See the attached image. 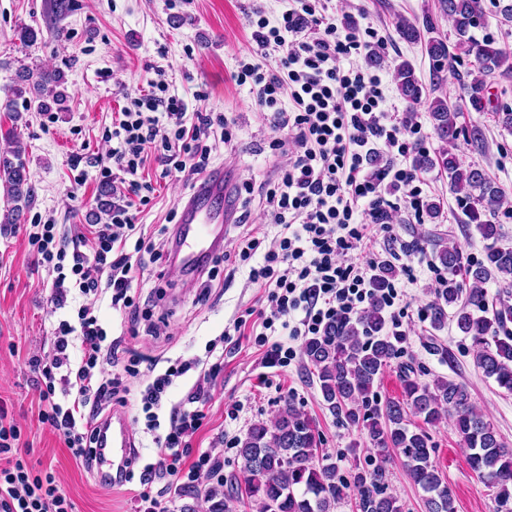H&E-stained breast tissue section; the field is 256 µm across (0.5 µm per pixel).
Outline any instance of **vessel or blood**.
<instances>
[{"label": "vessel or blood", "mask_w": 512, "mask_h": 512, "mask_svg": "<svg viewBox=\"0 0 512 512\" xmlns=\"http://www.w3.org/2000/svg\"><path fill=\"white\" fill-rule=\"evenodd\" d=\"M232 188V176L217 168L184 202L176 246L179 269L188 271L198 267L223 246L222 225L237 221L236 211L229 203ZM133 446L127 417L123 413L112 412L100 434L96 470H106L113 477H120L127 470Z\"/></svg>", "instance_id": "obj_1"}]
</instances>
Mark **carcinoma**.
<instances>
[{
	"instance_id": "1",
	"label": "carcinoma",
	"mask_w": 512,
	"mask_h": 512,
	"mask_svg": "<svg viewBox=\"0 0 512 512\" xmlns=\"http://www.w3.org/2000/svg\"><path fill=\"white\" fill-rule=\"evenodd\" d=\"M440 7L452 21L458 49L474 58L477 74L466 87L471 105L512 130V106L498 103L487 108V78L512 76V49L473 35L484 24L482 0H440ZM397 32L409 42L421 39L420 29L405 18L397 22ZM425 48L433 73L444 71L452 62L445 40L430 37ZM395 80L402 99L409 103L421 100L423 85L409 62L397 65ZM20 81L22 85L13 89V98L4 105L13 125L5 134L7 147L0 148V188L13 206L0 221L3 224L21 223L36 196L18 132L22 112L15 100H23L27 112H46L51 104L64 102L63 93L57 90L64 81L59 71L28 68ZM429 115L441 149L433 158L420 155L417 166L437 167L447 174L450 191L467 223L475 225L487 241L483 258L476 262H463L453 242L439 249L437 259L447 279L429 322L441 327L447 319L445 307L459 306L453 320L458 333L476 349V366L512 394V331L507 327L512 322V304L500 299L489 306L485 289L491 280L501 288L512 287V246L498 245L500 227L492 221L501 210L505 191L484 169L463 166L454 152L461 138L474 147L483 144L482 127L460 124L461 109L449 105L445 97L433 98ZM385 323L384 309L375 302L359 319L329 326L324 335L309 338L303 346L309 373L331 412L340 423L362 429L376 451L371 468L356 466L343 473L328 455L315 461L319 433L308 414L288 397L273 422L253 425L239 441V471L204 491L208 512H237L238 503L244 500L252 512H335L354 488L359 489L358 512H402L397 498L385 489V463L393 454L423 491L426 512H455L448 485L432 459L434 447L426 430L447 416L454 419L461 441L470 450L471 468L496 489L498 512H512V449L499 440L464 385L442 378L423 382L418 369L404 364L402 397L379 400L378 382L386 368L401 358V338L382 335Z\"/></svg>"
}]
</instances>
